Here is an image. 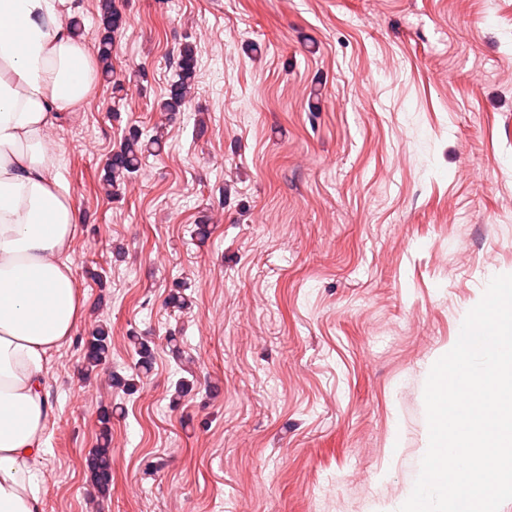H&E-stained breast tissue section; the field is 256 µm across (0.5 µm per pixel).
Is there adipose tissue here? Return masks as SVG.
<instances>
[{
  "mask_svg": "<svg viewBox=\"0 0 512 512\" xmlns=\"http://www.w3.org/2000/svg\"><path fill=\"white\" fill-rule=\"evenodd\" d=\"M73 8L0 0V512H42L44 364L82 309L66 255L79 210L47 136L96 84L86 45L64 23Z\"/></svg>",
  "mask_w": 512,
  "mask_h": 512,
  "instance_id": "1",
  "label": "adipose tissue"
}]
</instances>
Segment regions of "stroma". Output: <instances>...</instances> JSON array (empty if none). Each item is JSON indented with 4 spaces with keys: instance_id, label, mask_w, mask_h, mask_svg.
Returning a JSON list of instances; mask_svg holds the SVG:
<instances>
[{
    "instance_id": "1",
    "label": "stroma",
    "mask_w": 512,
    "mask_h": 512,
    "mask_svg": "<svg viewBox=\"0 0 512 512\" xmlns=\"http://www.w3.org/2000/svg\"><path fill=\"white\" fill-rule=\"evenodd\" d=\"M116 6L122 106L101 79L52 129L82 214L83 307L46 364L43 512H392L428 447L431 367L512 274V0ZM187 42L196 85L167 121L156 104ZM160 122L159 156L106 197L123 135ZM178 281L184 312L165 304ZM99 324L112 355L87 377L75 339ZM132 330L155 358L128 397L109 374ZM188 371L198 386L172 407ZM105 407L102 497L85 458Z\"/></svg>"
}]
</instances>
